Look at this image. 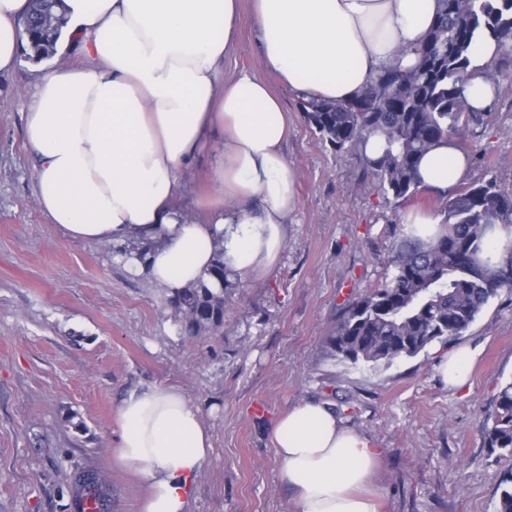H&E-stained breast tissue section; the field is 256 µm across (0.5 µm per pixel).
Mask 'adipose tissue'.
<instances>
[{
  "instance_id": "ef3b65f1",
  "label": "adipose tissue",
  "mask_w": 512,
  "mask_h": 512,
  "mask_svg": "<svg viewBox=\"0 0 512 512\" xmlns=\"http://www.w3.org/2000/svg\"><path fill=\"white\" fill-rule=\"evenodd\" d=\"M243 0H62L66 28L102 65H56L39 77L26 146L39 203L72 240L145 244L127 263L168 295L212 282L216 252L233 276L266 277L287 239L294 173L283 145L281 98L248 72L230 74ZM262 66L301 99L343 101L380 71L414 66L437 0H250ZM29 0H0V71L27 42ZM497 42L468 48L470 105L495 94L486 76ZM223 138L199 217L178 202L183 173ZM455 140L419 160L421 188L444 195L469 171ZM115 462L146 485L140 512H189L212 450L198 409L173 386L130 391L118 408ZM278 479L297 512H378L372 481L380 451L344 425L330 402L306 397L273 424Z\"/></svg>"
}]
</instances>
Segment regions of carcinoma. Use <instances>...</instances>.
<instances>
[{
	"label": "carcinoma",
	"mask_w": 512,
	"mask_h": 512,
	"mask_svg": "<svg viewBox=\"0 0 512 512\" xmlns=\"http://www.w3.org/2000/svg\"><path fill=\"white\" fill-rule=\"evenodd\" d=\"M61 0H31L25 33L34 56L55 54L66 25L55 12ZM485 30L498 41L499 57L512 59V0H439L437 17L417 63L409 70L389 66L357 98L344 102H300L307 123L338 152L356 151L364 173L377 179L385 194L407 202L420 191L416 171L421 155L464 128L488 123L490 110L475 109L464 94L465 57L475 33ZM386 148L368 158L362 145L372 135ZM512 235V189L490 181L464 187L448 199L443 227L424 240L416 228L392 225L398 238L391 276L348 307L325 338L331 358L389 365L411 358L435 342L462 335L500 291L512 290V254L496 262L488 255L490 233ZM214 277L222 287L199 283L171 298L181 314V329L195 337L224 329L228 293L234 288L218 251ZM496 412L485 432L486 444L512 457V382L496 395ZM497 512H512V469L500 482ZM104 499L99 477L75 479V500Z\"/></svg>",
	"instance_id": "cac0c4a2"
}]
</instances>
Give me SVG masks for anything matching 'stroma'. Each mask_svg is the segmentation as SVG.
Instances as JSON below:
<instances>
[{
	"label": "stroma",
	"mask_w": 512,
	"mask_h": 512,
	"mask_svg": "<svg viewBox=\"0 0 512 512\" xmlns=\"http://www.w3.org/2000/svg\"><path fill=\"white\" fill-rule=\"evenodd\" d=\"M28 55L0 73V512H77L81 472L104 479L108 512H138L144 484L112 451L122 397L154 383L179 388L212 437L190 512H296L271 426L312 396L380 448L379 512H496L512 461L491 454L485 426L512 381V293L448 344L387 366L339 362L324 347L348 306L391 273L390 225L415 209L440 212L446 198L383 195L355 153L322 141L298 94L266 74L243 15L225 67L266 78L293 114L284 153L297 206L273 271L237 278L223 334L189 338L165 291L124 262L125 245L67 239L43 212L25 140L39 75ZM499 70L490 123L464 132L470 186L512 188V64ZM213 162L202 153L181 179L191 215ZM462 345L481 353L451 389L438 366Z\"/></svg>",
	"instance_id": "1"
}]
</instances>
